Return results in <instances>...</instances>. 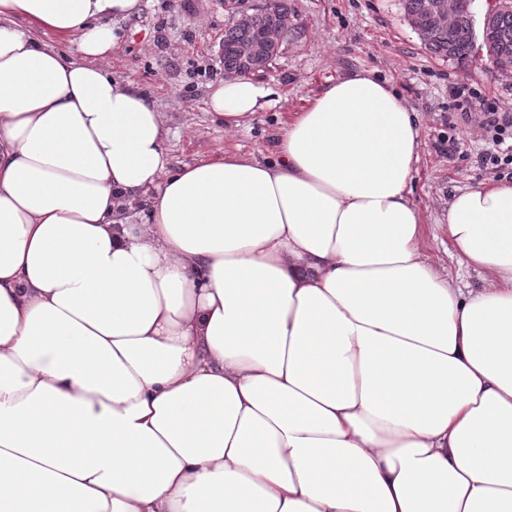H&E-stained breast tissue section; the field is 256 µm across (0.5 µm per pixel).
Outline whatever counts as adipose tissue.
Masks as SVG:
<instances>
[{"instance_id": "obj_1", "label": "adipose tissue", "mask_w": 512, "mask_h": 512, "mask_svg": "<svg viewBox=\"0 0 512 512\" xmlns=\"http://www.w3.org/2000/svg\"><path fill=\"white\" fill-rule=\"evenodd\" d=\"M139 8L0 0V512H512V182L448 204L466 292L371 72L274 160L171 169L98 64ZM278 104L248 74L209 95L228 131Z\"/></svg>"}]
</instances>
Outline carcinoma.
Here are the masks:
<instances>
[{"mask_svg": "<svg viewBox=\"0 0 512 512\" xmlns=\"http://www.w3.org/2000/svg\"><path fill=\"white\" fill-rule=\"evenodd\" d=\"M453 9L456 33L448 40V30L439 25L433 6L437 0H403L404 14L408 22L421 21L416 32L429 53L457 62L469 61L477 39H482L491 63L512 66V7L493 6L484 15L482 33L476 34L472 14L474 0H449ZM239 0H224L227 22L224 24V47L222 61L227 73L259 72L266 68L264 63L253 58L249 49L258 37L281 35L272 55H277L288 34L281 33L284 18L290 16L288 0H268V3L253 10L248 21L236 20Z\"/></svg>", "mask_w": 512, "mask_h": 512, "instance_id": "obj_1", "label": "carcinoma"}]
</instances>
